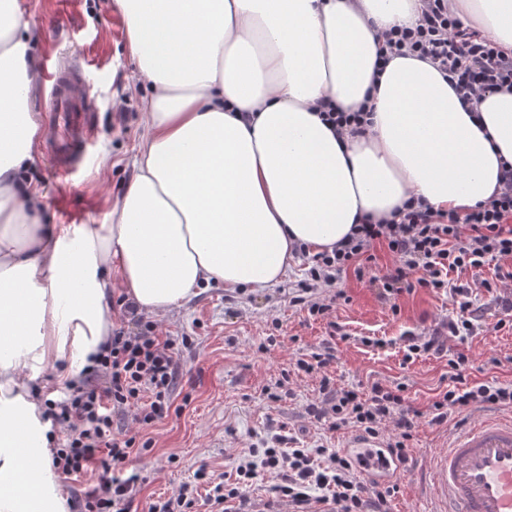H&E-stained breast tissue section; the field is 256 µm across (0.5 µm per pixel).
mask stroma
Here are the masks:
<instances>
[{
  "label": "stroma",
  "instance_id": "obj_1",
  "mask_svg": "<svg viewBox=\"0 0 512 512\" xmlns=\"http://www.w3.org/2000/svg\"><path fill=\"white\" fill-rule=\"evenodd\" d=\"M21 6L35 33L31 47L39 69L63 55L85 57L94 112L88 159L72 175H60L43 142L35 141L21 179L44 197L38 221L109 223L111 197L133 176L134 148L145 121L143 102L152 93L150 84L137 77L126 22L114 0H21ZM307 269L306 261L293 259L283 281L258 291H232L212 282L156 318L160 335L179 345L176 409L143 430L149 448L131 454L124 464V474L140 476L130 512H147L151 503L176 496L184 485L206 495L209 486L199 477L203 471L234 481L240 456L277 434L290 448L321 445L342 451L354 426L332 432L309 416L308 405L321 398L320 378L294 368L297 358L316 351L329 334L326 322L312 320L303 305L289 300L290 289L305 279ZM455 282L471 288L472 304L480 309L476 337L464 343L448 338L446 353H425L411 364L404 363L397 346L401 334L431 333L455 316L457 302L421 289L390 304L368 279L351 271L335 285L346 296L336 306V321L352 340L337 343L328 376L336 387L361 391L375 382L404 385L418 412L410 461L391 498L395 512H430L425 492L430 456L463 418L477 416L471 410L449 414L441 424L432 421L430 403L450 382L449 356L466 355L473 379L512 385V311L475 288L471 273L459 274ZM501 320L507 323L502 330L496 327ZM364 336L383 344L366 347L360 342ZM277 390L283 391L282 400L268 399V392Z\"/></svg>",
  "mask_w": 512,
  "mask_h": 512
}]
</instances>
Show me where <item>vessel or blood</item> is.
Returning <instances> with one entry per match:
<instances>
[{"label": "vessel or blood", "instance_id": "1", "mask_svg": "<svg viewBox=\"0 0 512 512\" xmlns=\"http://www.w3.org/2000/svg\"><path fill=\"white\" fill-rule=\"evenodd\" d=\"M46 80L49 143L57 169L68 175L86 162L93 131L82 60L64 58L47 70ZM344 451L366 477L391 481L403 472L389 449L369 436H350ZM428 477L432 512H512V416L481 415L432 455Z\"/></svg>", "mask_w": 512, "mask_h": 512}]
</instances>
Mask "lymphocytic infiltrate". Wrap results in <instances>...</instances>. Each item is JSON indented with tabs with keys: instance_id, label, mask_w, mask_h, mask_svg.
<instances>
[{
	"instance_id": "obj_1",
	"label": "lymphocytic infiltrate",
	"mask_w": 512,
	"mask_h": 512,
	"mask_svg": "<svg viewBox=\"0 0 512 512\" xmlns=\"http://www.w3.org/2000/svg\"><path fill=\"white\" fill-rule=\"evenodd\" d=\"M420 2L412 25L376 32L377 70H384L395 57L429 61L463 106L470 108L485 94L512 88V54L466 25L448 0ZM379 245L393 258L373 278L383 296L424 288L460 300V313L449 319L446 332L405 336L404 362H414L424 353H443L447 333L468 341L475 335L477 316L467 300L468 289L454 285L450 275L512 260V164H502L496 192L466 212L436 211L422 198L411 197L391 220L368 219L356 225L332 251L313 255L295 302L306 305L309 317L327 319L336 299L319 297L318 289L333 286L347 271L362 273L376 262L374 249ZM448 365L453 371L451 383L430 406L435 422L472 407L512 409V385L472 380L468 358L461 353L450 357ZM177 378L173 341L157 336L153 325L146 323L133 334L113 331L105 354L85 369L81 386L64 399L47 400L46 417L65 431L62 448L53 454V466L69 477L90 471L98 476L97 487L72 495L71 512H127L138 478H124L120 472L141 438L140 427L169 415ZM322 394L320 402L308 405L310 416L324 422L328 430L352 423L375 438L384 437L387 421H395L398 432L385 437L386 446L400 462H407L416 412L403 385L375 382L360 392L326 383ZM117 413L131 416L133 428L113 432L112 417ZM262 469L277 474L273 493L292 502L297 512H311L316 501L327 512H387L396 491L392 485L366 486L344 455L324 448L287 453L271 446L264 449L260 461L242 457L235 482L215 483L207 497L211 512H250L245 488Z\"/></svg>"
}]
</instances>
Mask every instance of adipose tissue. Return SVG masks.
Wrapping results in <instances>:
<instances>
[{"mask_svg": "<svg viewBox=\"0 0 512 512\" xmlns=\"http://www.w3.org/2000/svg\"><path fill=\"white\" fill-rule=\"evenodd\" d=\"M150 81L134 175L107 224H40L23 186L38 77L19 0H0V512H69L33 382L66 389L112 334L108 299L166 315L203 285L264 289L294 245L329 251L410 196L466 211L512 163V91L470 116L443 75L410 57L375 76V29L417 0H115ZM512 54V0H451ZM371 109L362 136L315 107Z\"/></svg>", "mask_w": 512, "mask_h": 512, "instance_id": "ef3b65f1", "label": "adipose tissue"}]
</instances>
